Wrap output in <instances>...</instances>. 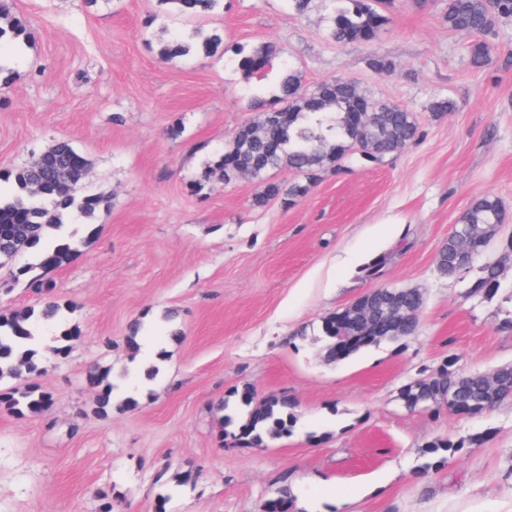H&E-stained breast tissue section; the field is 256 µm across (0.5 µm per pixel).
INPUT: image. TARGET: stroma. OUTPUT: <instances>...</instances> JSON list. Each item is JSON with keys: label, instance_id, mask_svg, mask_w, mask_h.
<instances>
[{"label": "stroma", "instance_id": "obj_1", "mask_svg": "<svg viewBox=\"0 0 512 512\" xmlns=\"http://www.w3.org/2000/svg\"><path fill=\"white\" fill-rule=\"evenodd\" d=\"M34 34L0 45L11 83L0 89V171L67 139L88 161L84 190L111 205L67 218L72 257L53 270L61 322L37 324L52 402L44 413L0 411V512H257L280 489L288 512H448L452 501L512 493V400L479 415L406 408L400 389L454 357L464 372L512 364V264L494 297L442 276L436 254L461 212L499 197L506 220L486 248L512 237V21L490 37L492 60L469 64L468 36L449 31L446 0H395L375 48L325 38L327 4L224 0L200 17L227 45L281 48L264 78L233 53L159 61L148 31L186 19L157 0H7ZM393 73L372 72L370 51ZM304 85L334 78L415 112L420 137L368 162L351 152L296 205L256 208L258 180L189 185L257 120L285 67ZM454 101L434 119L429 104ZM388 254L379 280L363 266ZM418 288L416 332L329 362L322 321L374 285ZM140 323L137 348L127 338ZM78 333L57 356L62 330ZM157 364L154 380L142 371ZM108 366L131 409L94 412L89 367ZM297 403L286 437L245 445L219 435L217 406L244 392ZM465 446L421 474L425 442ZM184 485L175 479L183 471ZM167 496L159 505V496Z\"/></svg>", "mask_w": 512, "mask_h": 512}]
</instances>
